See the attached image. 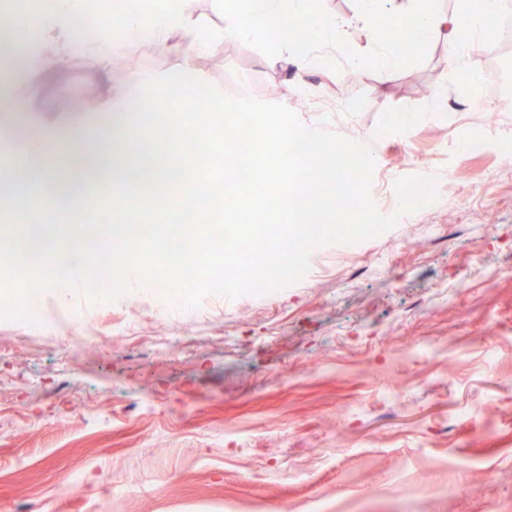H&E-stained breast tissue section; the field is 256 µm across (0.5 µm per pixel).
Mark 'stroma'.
Here are the masks:
<instances>
[{"label": "stroma", "mask_w": 512, "mask_h": 512, "mask_svg": "<svg viewBox=\"0 0 512 512\" xmlns=\"http://www.w3.org/2000/svg\"><path fill=\"white\" fill-rule=\"evenodd\" d=\"M266 41H226L198 66L226 95L248 86L369 146L385 192L434 177L436 207L317 248L301 280L247 303L160 311L149 287L94 306L52 291L42 334L0 320V512H512V164L461 144L512 137V32L477 38V93L438 34L390 79L365 69L354 84L330 46L311 45L300 78L267 62ZM89 69L45 81L18 126L69 117L93 96ZM304 83L343 112L302 106Z\"/></svg>", "instance_id": "35a3bbf8"}]
</instances>
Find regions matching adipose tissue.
Wrapping results in <instances>:
<instances>
[{
    "label": "adipose tissue",
    "instance_id": "ef3b65f1",
    "mask_svg": "<svg viewBox=\"0 0 512 512\" xmlns=\"http://www.w3.org/2000/svg\"><path fill=\"white\" fill-rule=\"evenodd\" d=\"M190 0H167L165 9L144 16L129 12L123 32L113 36L103 30L94 40H86L74 25V16L80 0H52L47 11L27 20L32 30L30 42L16 50L13 68L0 71V85L12 84L24 78L27 95L4 92L0 95V145L10 139L11 117L31 109L32 96L47 78L63 74L77 59H89L95 64L94 78L107 82L114 56L142 47L165 46L181 60V69L189 80L183 90L194 97L198 85L206 83L207 76L198 60L212 52L222 42L258 35L266 30L301 31L303 40L320 39L327 42L343 40L354 24H362L371 37H378L383 25L398 28L399 34L384 49L373 54L372 65L380 79H388L402 60L403 49L424 42L435 31L445 32L455 63H464L468 56L467 37H475L491 29L497 19L500 0H466L463 10L452 17L432 11L431 0H395L393 6H378L377 0H362L357 20H313L307 11V0H222V24L194 14ZM154 77L144 74L139 82L117 93H106L97 110L109 116V123L101 125L94 138L97 146L112 148L125 155L115 179L118 184L136 185L139 168L147 146L158 131L177 133L176 124L156 123L145 109L143 90ZM37 150L11 155L12 166L35 176L44 184H52L53 172L43 167L41 151L64 141L69 148L82 144L87 136L83 114L77 113L65 120L36 124L31 129Z\"/></svg>",
    "mask_w": 512,
    "mask_h": 512
}]
</instances>
